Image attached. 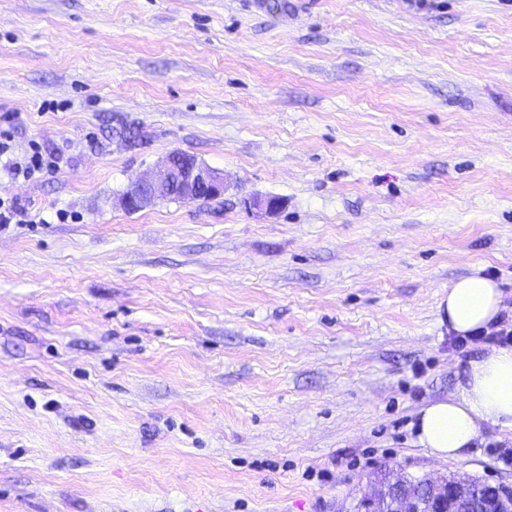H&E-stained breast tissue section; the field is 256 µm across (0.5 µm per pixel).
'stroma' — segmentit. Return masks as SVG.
<instances>
[{
	"label": "stroma",
	"mask_w": 512,
	"mask_h": 512,
	"mask_svg": "<svg viewBox=\"0 0 512 512\" xmlns=\"http://www.w3.org/2000/svg\"><path fill=\"white\" fill-rule=\"evenodd\" d=\"M0 512H353L435 457L481 270L512 329V0H0ZM221 198H120L173 151ZM272 196L273 214L244 199ZM59 166V159L44 154L36 145L19 148L14 143L11 128L0 127V178L10 181H30ZM28 211L17 199L5 200L0 198V223L1 224H27L35 222L28 218ZM504 294L498 284L478 271L454 282L444 293L438 305L441 322H448V329L459 336H473L471 341H500L504 329L494 330L493 324L503 309ZM491 328V331H488Z\"/></svg>",
	"instance_id": "1"
}]
</instances>
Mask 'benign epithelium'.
Segmentation results:
<instances>
[{
  "label": "benign epithelium",
  "mask_w": 512,
  "mask_h": 512,
  "mask_svg": "<svg viewBox=\"0 0 512 512\" xmlns=\"http://www.w3.org/2000/svg\"><path fill=\"white\" fill-rule=\"evenodd\" d=\"M200 187L218 197L224 194V177L221 173L186 158V154L172 152L164 161L141 178L135 188L136 197L124 196L121 204L143 208L154 201L171 196L181 189L185 198L196 197ZM478 479L465 475L441 477L429 483L428 496L422 499L406 489L402 481L389 482L363 498L362 512H420L426 505L443 504L439 512H512V488L492 485L494 497L483 502L473 499Z\"/></svg>",
  "instance_id": "7a95c632"
}]
</instances>
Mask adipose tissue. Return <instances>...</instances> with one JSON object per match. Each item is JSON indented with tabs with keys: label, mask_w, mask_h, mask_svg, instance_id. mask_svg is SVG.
I'll list each match as a JSON object with an SVG mask.
<instances>
[{
	"label": "adipose tissue",
	"mask_w": 512,
	"mask_h": 512,
	"mask_svg": "<svg viewBox=\"0 0 512 512\" xmlns=\"http://www.w3.org/2000/svg\"><path fill=\"white\" fill-rule=\"evenodd\" d=\"M498 284L480 273L454 282L438 305L441 321L460 336L489 330L503 308ZM512 431V350H498L472 361L459 394L420 411L421 444L437 457L458 460L483 436L485 426Z\"/></svg>",
	"instance_id": "obj_1"
}]
</instances>
